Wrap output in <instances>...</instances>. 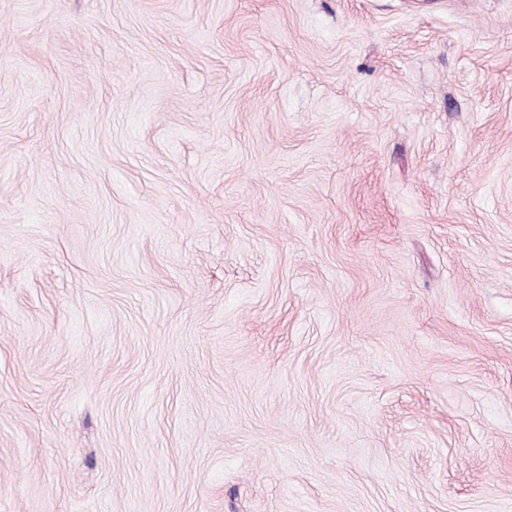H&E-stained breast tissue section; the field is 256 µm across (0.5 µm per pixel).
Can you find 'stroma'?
<instances>
[{"label": "stroma", "instance_id": "1", "mask_svg": "<svg viewBox=\"0 0 512 512\" xmlns=\"http://www.w3.org/2000/svg\"><path fill=\"white\" fill-rule=\"evenodd\" d=\"M0 512H512V0H0Z\"/></svg>", "mask_w": 512, "mask_h": 512}]
</instances>
